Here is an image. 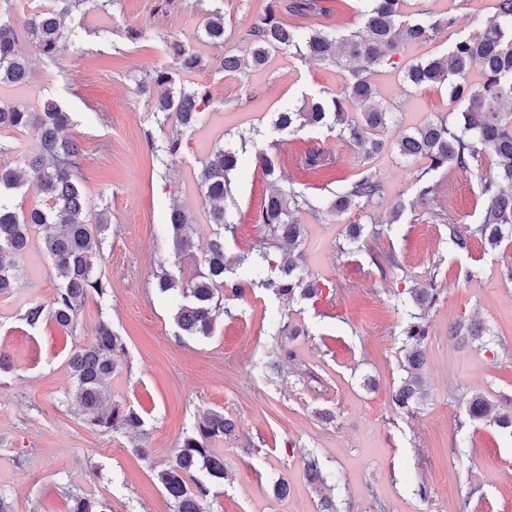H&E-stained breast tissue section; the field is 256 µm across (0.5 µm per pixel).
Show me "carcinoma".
<instances>
[{"label": "carcinoma", "mask_w": 512, "mask_h": 512, "mask_svg": "<svg viewBox=\"0 0 512 512\" xmlns=\"http://www.w3.org/2000/svg\"><path fill=\"white\" fill-rule=\"evenodd\" d=\"M57 6L28 14L21 26L0 22V84L27 83L31 68L29 59L17 50L19 35L32 40L37 53L51 63L59 53L75 56L84 53V40L75 28L67 29L63 18L75 10L84 13L105 12L112 0H56ZM403 0H364L359 30L343 34L335 26L314 28L302 33L285 24L280 15H318L326 13L319 0H269L264 13L247 31L250 43V65L236 55L224 56V72L246 75V68L264 66L270 56L283 50L313 60L343 65L359 61L369 71L383 63L404 41H428L444 29L454 26L451 17L436 16L423 11L416 18L405 15ZM204 35L214 45L224 44V8L214 6L206 13ZM175 69L192 73L203 66L202 57L179 40L168 45ZM478 70L481 82L470 88L466 76ZM403 82L412 89L433 85L448 88V96L464 101L466 106L457 121L444 118L412 132L402 134L395 143L399 154L425 161L417 177V200L424 202L438 193L439 183L431 174L455 168L466 170L470 162L492 157L493 174L485 179L484 203L477 224L461 228L448 224V237L458 251H467L478 238L496 248L512 238V0H496V11L485 28L477 35L459 36L448 45V52L409 65ZM141 92L154 99V112L162 122L191 128L202 121L200 106L207 103L208 91L201 88L176 86L170 72L156 70L139 82ZM371 82L356 73L343 93L329 100L318 99L299 107H288L275 113L274 128L295 133L306 127L325 128L336 138L352 143L371 158L383 147L374 139V132L386 127L399 105L384 107L375 101ZM363 108L361 118H349L348 109ZM70 124L68 113L47 101L40 112L18 106H0V131L28 130L34 137V147L22 154V172L26 182L48 200L44 209L23 210L15 204V191L21 187L15 170L0 167V295L11 296L27 287L21 257L29 247L31 234L42 236L45 258L63 282L55 288L47 304L26 303L24 320L36 326L51 320L65 330L75 328L78 315L89 297L106 294L103 276L95 269V260L105 242L107 219L90 224L87 214L97 204L85 190L74 172L79 147L65 133ZM277 143L255 147V163L271 178L270 191L257 212L254 223L265 229L262 241L251 251L236 259V263L255 267V277L247 282L232 281L230 261L224 252L226 234L234 233L235 225L227 219L224 202L231 198L230 174L241 163V154L234 147H215L200 174V185L210 203L209 217L216 226L205 251V271L183 279L168 270L155 275V288L162 293L179 292L185 303L179 305L174 321L186 336L209 337L217 318L230 309L224 307V291L237 296L249 288L265 289L279 297H310L321 292L309 279L294 254L302 235L301 225L294 216L302 210H315L309 197L286 191L276 185ZM301 164L309 170L332 168L336 158L330 151L309 150L301 156ZM382 187L368 173H361L342 192L328 202V212L342 214L364 200L381 196ZM167 226L177 252L189 253L194 248L191 219L178 208L171 209ZM383 230L371 232L372 241L365 242L371 261L382 273L402 270L397 255L378 244ZM288 243V256L283 258L280 275L272 277L269 248L276 241ZM412 304L418 312L408 313L404 329L407 377L394 394L395 409L410 414L424 397L421 369L424 364L422 343L427 335L425 312L439 299L440 289L429 284L408 288ZM126 345L111 325L99 323L95 341L73 350L68 365L75 379L72 401L87 416V421L109 432L135 433L141 430L143 419L132 407L111 401L108 385L122 368ZM469 421L483 422L489 418L503 435L512 439V412L496 408L486 397L475 394L465 404ZM235 424L220 412H207L187 432L181 445L168 463L156 471V479L174 512H208L210 484L225 478L224 455L215 444L234 431ZM204 473L206 480L194 478ZM306 476L310 483L322 487L333 478L319 459L307 461ZM70 512H106L104 502L89 496L70 495Z\"/></svg>", "instance_id": "1"}]
</instances>
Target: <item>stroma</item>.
<instances>
[{
	"label": "stroma",
	"instance_id": "obj_1",
	"mask_svg": "<svg viewBox=\"0 0 512 512\" xmlns=\"http://www.w3.org/2000/svg\"><path fill=\"white\" fill-rule=\"evenodd\" d=\"M321 3L326 15L289 14L286 22L358 30L360 0ZM406 3L412 14L453 16V32L473 35L493 15L495 0ZM212 7V0H112L105 13H72L65 24L80 29L86 53L64 52L53 64L36 55L31 40L19 41L31 78L0 87V102L37 110L52 100L68 112V134L82 150L79 180L107 205L109 230L97 264L110 289L89 298L72 332L49 320L29 326L22 298L49 302L61 282L41 262L35 237L21 263L28 279L22 297L0 295V349L14 362L0 372V495L13 512H68L71 492L104 500L112 512H173L153 469L171 460L203 413L219 411L236 430L219 445L227 477L211 487V512H320L323 492L304 476L310 454L337 476L350 512H512V440L464 416L476 393L497 405L512 402V282L503 277L512 243L493 249L476 240L460 252L448 239L449 224L478 223L490 161L482 156L468 170L434 173L439 193L422 204L414 197L423 160L404 159L393 148L402 133L462 108L447 89L409 92L401 81L407 64L445 54L449 34L405 45L372 73L379 102L401 110L398 124L379 134L384 150L369 159L326 129L288 133L271 124L286 106L341 94L355 64L336 67L281 51L248 77L229 75L221 61L227 54L249 59L246 33L264 2L223 0L220 46L199 39ZM173 38L206 57L203 68L176 79L206 88L210 100L204 123L179 135V154L160 160L154 146L174 133L158 123L138 83L146 71L172 68L166 43ZM273 141L279 186L311 197L320 209L296 219L305 268L321 293L291 301L264 290L228 296L231 313L218 319L212 336L184 335L173 319L181 295L157 294L154 276L180 269L191 277L204 269L214 226L200 171L216 143L243 147V162L230 175L227 217L236 229L226 253L247 251L264 235L253 218L269 191L252 151ZM319 149L335 154L336 169L301 167V155ZM365 170L381 184L382 197L341 215L323 213L331 194ZM175 206L194 221L188 255L176 254L167 229ZM353 224L386 225L381 245L398 255L402 271L382 275L362 250L340 254ZM431 277L441 295L425 319V397L408 416L392 401L403 375L406 325L396 304L400 292ZM102 320L126 342L123 369L110 387L113 400L142 416L137 434L100 431L70 403L69 353L92 342ZM460 321L480 322L485 336H450ZM286 322L305 335H279ZM140 446L146 455L137 454ZM280 479L289 489L282 500L272 494ZM422 484L424 498L417 493Z\"/></svg>",
	"mask_w": 512,
	"mask_h": 512
}]
</instances>
